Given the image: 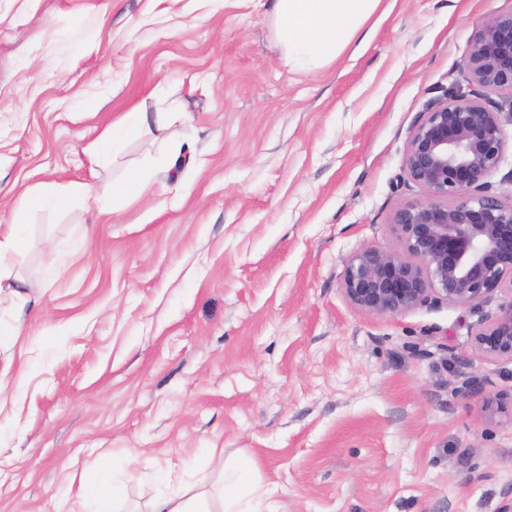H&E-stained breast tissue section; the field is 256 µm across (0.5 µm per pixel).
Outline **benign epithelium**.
I'll return each mask as SVG.
<instances>
[{
	"label": "benign epithelium",
	"instance_id": "obj_1",
	"mask_svg": "<svg viewBox=\"0 0 512 512\" xmlns=\"http://www.w3.org/2000/svg\"><path fill=\"white\" fill-rule=\"evenodd\" d=\"M459 70L463 82L428 104L408 139L404 168L425 198L392 213L399 248L355 252L343 290L354 309L377 316L507 295L471 338L480 356L512 359V194L491 181L512 124V12L477 25Z\"/></svg>",
	"mask_w": 512,
	"mask_h": 512
}]
</instances>
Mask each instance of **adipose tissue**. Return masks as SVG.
<instances>
[{
    "label": "adipose tissue",
    "mask_w": 512,
    "mask_h": 512,
    "mask_svg": "<svg viewBox=\"0 0 512 512\" xmlns=\"http://www.w3.org/2000/svg\"><path fill=\"white\" fill-rule=\"evenodd\" d=\"M383 0H272L271 26L282 50V62L292 71H311L330 64L350 49L361 47V30L378 12ZM173 115L137 107L107 126L87 149L92 165L105 164L118 155L128 140L149 130L164 133ZM69 196L41 190L27 191L11 223L0 225V296L13 304L9 322H0V339L17 341L37 299L31 284L13 274L24 250L27 215L45 208H66Z\"/></svg>",
    "instance_id": "ef3b65f1"
}]
</instances>
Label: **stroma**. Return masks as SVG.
Masks as SVG:
<instances>
[{
	"instance_id": "stroma-1",
	"label": "stroma",
	"mask_w": 512,
	"mask_h": 512,
	"mask_svg": "<svg viewBox=\"0 0 512 512\" xmlns=\"http://www.w3.org/2000/svg\"><path fill=\"white\" fill-rule=\"evenodd\" d=\"M512 0H397L358 58L288 70L269 0H0V225L26 190L14 274L41 290L0 348V512H75L106 461L112 512H147L249 461L266 512H512V424L458 393L512 395L471 349L496 302L355 310L350 255L397 248L423 198L403 159L477 24ZM178 113L99 168L84 149L132 108ZM185 144L177 175L172 144ZM149 187L95 221L127 168Z\"/></svg>"
}]
</instances>
